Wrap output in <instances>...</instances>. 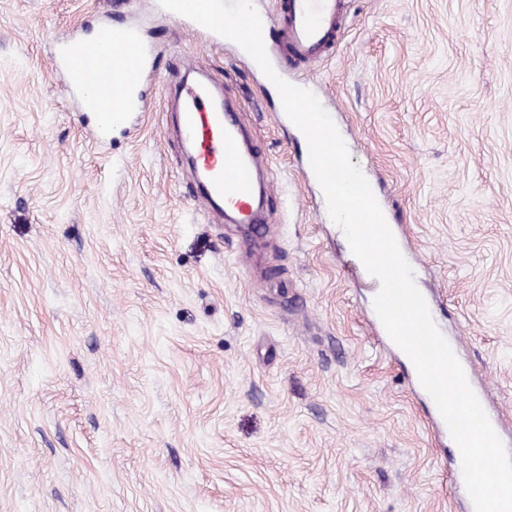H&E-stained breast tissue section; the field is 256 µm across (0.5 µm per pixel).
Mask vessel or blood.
Wrapping results in <instances>:
<instances>
[{"label":"vessel or blood","mask_w":512,"mask_h":512,"mask_svg":"<svg viewBox=\"0 0 512 512\" xmlns=\"http://www.w3.org/2000/svg\"><path fill=\"white\" fill-rule=\"evenodd\" d=\"M345 0H288L279 23L263 24L264 42L285 45L292 66L321 58L329 37L344 21ZM53 62L83 111H91L90 91L112 97L121 110L96 114L101 131L123 124L127 111L139 103V87L152 66V51L130 27L104 30L92 41L57 43ZM181 136L194 151L204 200L223 207L237 223L256 221L265 189L257 155L242 146V128L228 103L213 93L205 78L188 87L179 117Z\"/></svg>","instance_id":"obj_1"}]
</instances>
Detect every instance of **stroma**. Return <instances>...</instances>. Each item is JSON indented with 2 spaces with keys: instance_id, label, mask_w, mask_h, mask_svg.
I'll list each match as a JSON object with an SVG mask.
<instances>
[{
  "instance_id": "obj_1",
  "label": "stroma",
  "mask_w": 512,
  "mask_h": 512,
  "mask_svg": "<svg viewBox=\"0 0 512 512\" xmlns=\"http://www.w3.org/2000/svg\"><path fill=\"white\" fill-rule=\"evenodd\" d=\"M137 27L130 127L87 124L52 52ZM312 91L512 446V0H349ZM241 109L264 224L199 195L188 71ZM232 41L154 0H0V512H453L377 290Z\"/></svg>"
}]
</instances>
